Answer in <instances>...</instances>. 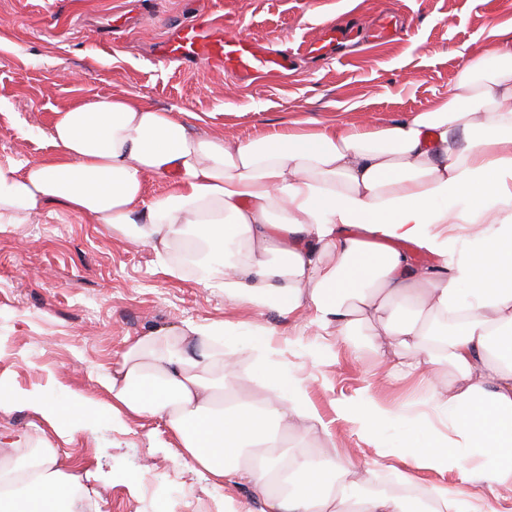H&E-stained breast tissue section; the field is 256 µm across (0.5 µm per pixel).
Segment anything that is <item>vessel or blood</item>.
<instances>
[{"mask_svg":"<svg viewBox=\"0 0 512 512\" xmlns=\"http://www.w3.org/2000/svg\"><path fill=\"white\" fill-rule=\"evenodd\" d=\"M348 37V31L333 25L325 26L321 37L306 44L304 52L314 58L331 55ZM187 57L206 61L236 76L275 73L288 66L284 54L266 49L241 33L223 35L220 27L211 20L187 24L178 38L165 48L166 61L176 62Z\"/></svg>","mask_w":512,"mask_h":512,"instance_id":"b4317fda","label":"vessel or blood"}]
</instances>
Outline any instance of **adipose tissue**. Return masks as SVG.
Listing matches in <instances>:
<instances>
[{"label": "adipose tissue", "instance_id": "adipose-tissue-1", "mask_svg": "<svg viewBox=\"0 0 512 512\" xmlns=\"http://www.w3.org/2000/svg\"><path fill=\"white\" fill-rule=\"evenodd\" d=\"M49 139L53 155L0 160V231L61 204L152 248L166 274L223 289L225 301L304 310L347 334L378 321L383 365L433 373L431 412L369 400L346 411L374 435L391 421L407 429L408 497L357 488L309 453L285 452L289 430L325 424L304 379L273 366L263 329L229 350L216 325L132 340L102 378L116 427L163 420L214 487L254 485L258 512H414V502L415 512H494L485 493L428 487L413 473L457 470L487 490L512 487V284L485 281L477 267H512V34L491 61L463 65L447 96L375 128L316 124L227 141L128 93L56 111ZM151 176L169 181L165 195H147ZM242 354L266 398L228 385ZM442 363L452 382L435 376ZM23 403L67 442L94 412L83 405L73 419L37 395ZM84 493L81 470L60 468L51 443L27 466L0 463V512H74Z\"/></svg>", "mask_w": 512, "mask_h": 512}]
</instances>
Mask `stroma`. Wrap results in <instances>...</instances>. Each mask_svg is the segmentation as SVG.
I'll use <instances>...</instances> for the list:
<instances>
[{"label":"stroma","mask_w":512,"mask_h":512,"mask_svg":"<svg viewBox=\"0 0 512 512\" xmlns=\"http://www.w3.org/2000/svg\"><path fill=\"white\" fill-rule=\"evenodd\" d=\"M223 18L287 52V71L227 77L203 62H165L164 43L195 12ZM394 14L403 26L389 42L363 40L343 54L305 56L325 22L366 29ZM512 29V0H0V159L44 157L55 109L80 96H147L176 117H203L210 132L246 141L293 122L384 125L447 95L459 68ZM216 323L237 334L273 333L277 363L306 379L327 426L319 465L356 487L386 479L404 463L382 456L402 428L358 430L344 406L369 395L388 408L425 399L429 377L386 375L373 349L380 326L368 322L349 344L298 315L256 313L220 288L164 275L151 248L133 246L102 224L55 205L50 215L0 232V384L43 390L57 406L69 396L101 403L100 382L127 343L184 322ZM34 412L0 407V432L14 445L0 458L26 463L43 438ZM60 461L90 473L101 506L81 512H221V491L192 470L165 423L133 419L127 431L97 418L72 441H56Z\"/></svg>","instance_id":"35a3bbf8"}]
</instances>
